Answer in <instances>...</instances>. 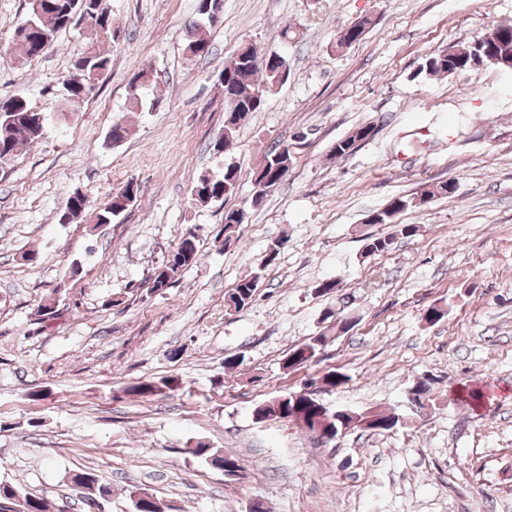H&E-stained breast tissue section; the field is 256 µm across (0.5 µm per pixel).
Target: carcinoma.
Segmentation results:
<instances>
[{"label": "carcinoma", "instance_id": "obj_1", "mask_svg": "<svg viewBox=\"0 0 512 512\" xmlns=\"http://www.w3.org/2000/svg\"><path fill=\"white\" fill-rule=\"evenodd\" d=\"M224 0H198L197 12L206 18V22H194L189 26L186 47H198L197 57L209 53L211 27L214 25L212 15L222 13ZM88 12L94 17L89 28L95 32L100 43L112 41V12L106 0H27L24 19L10 28L6 48L17 54L24 63H31L42 56L52 44L57 34L75 26V13ZM494 36L491 41L495 54L504 61L512 62V25L500 24L488 28L483 36ZM471 44L454 45L438 50L426 58L422 71L428 75H446L469 68L465 61V51ZM111 59L101 52L98 46H91L84 56L75 61L73 72L63 80L66 100L76 110L94 93L99 81L108 72ZM149 70L143 69L135 74L129 85V99L135 106L144 103L142 90L148 85ZM288 77V61L276 51H266L263 58H258L248 46L239 47L231 64L224 67L219 75V82L224 89V134L213 143V151L224 152L235 140L239 128L250 118L251 114L262 109L266 96ZM45 113L31 107L27 101L15 96L0 99V169L10 165L16 158L20 147L38 140L44 132ZM368 126L356 128L350 135L336 142L333 152L342 157L352 153L351 147L357 140L364 138ZM293 146L279 143L268 149L263 163L254 172L252 203L261 204L267 192L277 186L293 163ZM239 174L229 164L220 174L210 172L198 176L192 191V201L207 204L224 202L237 192ZM131 182H126L119 190L112 193L111 199L100 207H92L86 197L73 193L67 201L66 211L61 219L70 220L77 216L89 219L92 224H110L128 206L120 198L129 191ZM455 185L451 182H439L414 196L395 197L381 210L369 215L375 224H390L394 218L411 207L423 206L436 196L451 195ZM246 214L237 208L224 210V242L234 238L237 228L244 223ZM393 244L391 236H369L366 239L367 254H379L388 251ZM180 258L163 266L160 276L154 278L152 290H162L173 283V278L182 270L197 263L198 251L196 237L189 234L178 244ZM260 276L254 275L241 279L229 295V302L234 310L239 311L250 305L259 288ZM330 336L321 333L308 341L293 347L285 361L288 368H299L313 362L329 343ZM178 387L177 378L166 377L158 382L140 381L126 387V392L136 397H151L164 390L173 391ZM254 416L259 421L287 422L305 431L319 433L322 438L334 440L336 437L355 429L354 418L345 409H332L310 395L301 392L287 393L272 398L258 405ZM399 423L394 414L378 411L372 414V420L363 429L373 433H385L393 430ZM193 454L204 457L217 468H224L225 456L207 444H199ZM73 483L81 497L88 505L100 507V501L111 493L109 484L88 471L78 472L73 476ZM10 492L0 490V512H47L45 503L36 497L28 496L12 485H6Z\"/></svg>", "mask_w": 512, "mask_h": 512}]
</instances>
